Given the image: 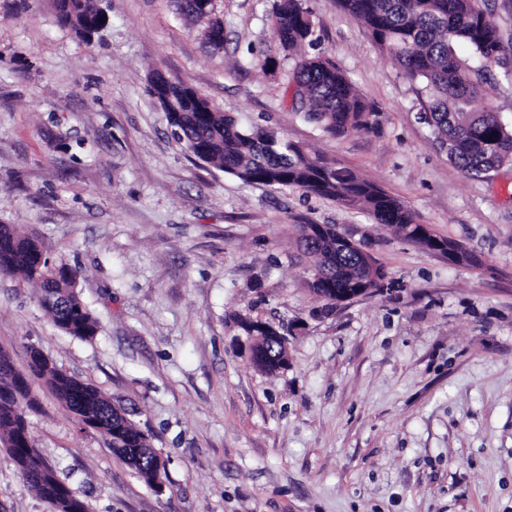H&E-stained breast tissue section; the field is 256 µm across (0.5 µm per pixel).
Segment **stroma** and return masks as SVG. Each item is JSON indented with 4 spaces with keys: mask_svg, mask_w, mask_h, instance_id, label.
<instances>
[{
    "mask_svg": "<svg viewBox=\"0 0 512 512\" xmlns=\"http://www.w3.org/2000/svg\"><path fill=\"white\" fill-rule=\"evenodd\" d=\"M91 41L53 0H0V224L80 271L99 322L59 331L0 274V349H30L105 392L167 460L148 488L42 383L38 454L88 512H512V165L469 178L433 142L415 85L336 0H307L309 55L378 113L331 135L292 111L275 0H214L224 46L179 0H97ZM162 69L245 124L269 123L399 198L478 268L367 212L246 185L179 142L148 93ZM332 224L385 267L387 291L328 307L309 290L298 225ZM287 321L268 374L235 314ZM0 512H52L0 445Z\"/></svg>",
    "mask_w": 512,
    "mask_h": 512,
    "instance_id": "35a3bbf8",
    "label": "stroma"
}]
</instances>
